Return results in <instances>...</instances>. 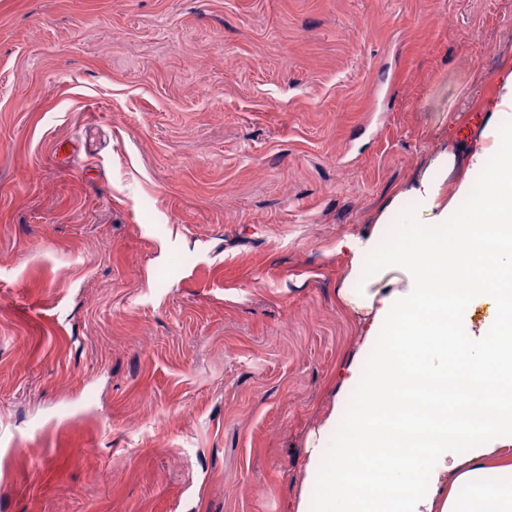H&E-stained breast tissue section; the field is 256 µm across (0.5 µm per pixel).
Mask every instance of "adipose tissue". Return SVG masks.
I'll return each mask as SVG.
<instances>
[{
    "instance_id": "obj_1",
    "label": "adipose tissue",
    "mask_w": 512,
    "mask_h": 512,
    "mask_svg": "<svg viewBox=\"0 0 512 512\" xmlns=\"http://www.w3.org/2000/svg\"><path fill=\"white\" fill-rule=\"evenodd\" d=\"M498 96L468 158L483 186L464 177L442 196L445 155L405 190L413 223L382 249L348 244L368 285L341 291L364 332L339 387L359 397L310 435L296 512H512V75ZM479 305L490 313L476 326ZM452 391L498 406H452Z\"/></svg>"
}]
</instances>
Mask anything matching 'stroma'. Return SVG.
Segmentation results:
<instances>
[{
    "mask_svg": "<svg viewBox=\"0 0 512 512\" xmlns=\"http://www.w3.org/2000/svg\"><path fill=\"white\" fill-rule=\"evenodd\" d=\"M512 71V0H0V512H294L343 247Z\"/></svg>",
    "mask_w": 512,
    "mask_h": 512,
    "instance_id": "35a3bbf8",
    "label": "stroma"
}]
</instances>
